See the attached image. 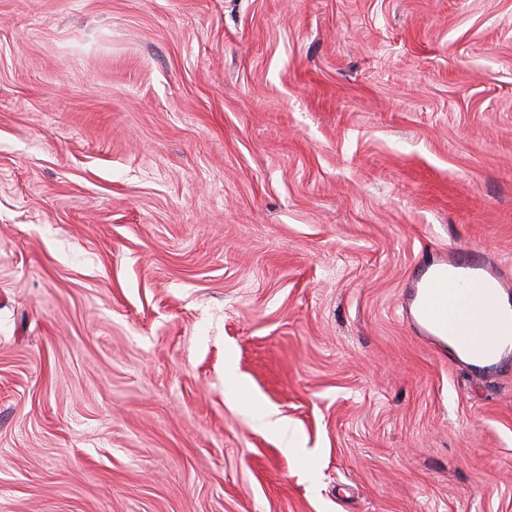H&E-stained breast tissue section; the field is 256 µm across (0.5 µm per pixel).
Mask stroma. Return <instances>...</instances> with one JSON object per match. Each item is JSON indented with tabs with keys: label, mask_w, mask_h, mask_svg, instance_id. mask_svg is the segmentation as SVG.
Here are the masks:
<instances>
[{
	"label": "stroma",
	"mask_w": 512,
	"mask_h": 512,
	"mask_svg": "<svg viewBox=\"0 0 512 512\" xmlns=\"http://www.w3.org/2000/svg\"><path fill=\"white\" fill-rule=\"evenodd\" d=\"M512 0H0V512H512ZM460 276L467 288L448 301V277ZM510 285L477 248H460L438 258L423 256L406 299L413 331L471 363L475 377L512 359ZM508 297V305L503 295ZM448 339L453 346L448 345Z\"/></svg>",
	"instance_id": "1"
}]
</instances>
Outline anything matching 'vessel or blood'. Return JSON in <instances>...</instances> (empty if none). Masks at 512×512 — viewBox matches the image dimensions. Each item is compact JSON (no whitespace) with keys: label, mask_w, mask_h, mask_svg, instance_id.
<instances>
[{"label":"vessel or blood","mask_w":512,"mask_h":512,"mask_svg":"<svg viewBox=\"0 0 512 512\" xmlns=\"http://www.w3.org/2000/svg\"><path fill=\"white\" fill-rule=\"evenodd\" d=\"M512 285L476 248L422 257L406 299L413 331L484 375L512 361Z\"/></svg>","instance_id":"vessel-or-blood-1"}]
</instances>
